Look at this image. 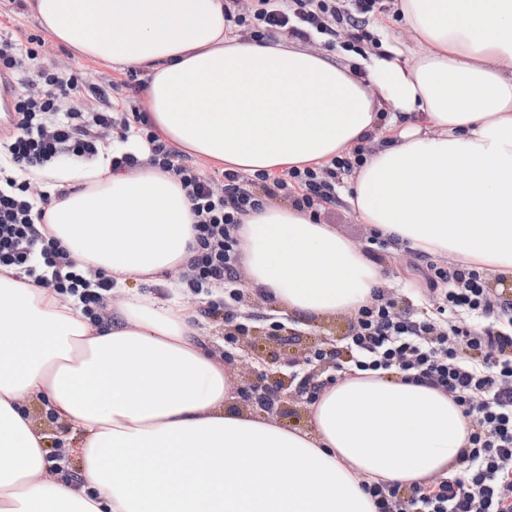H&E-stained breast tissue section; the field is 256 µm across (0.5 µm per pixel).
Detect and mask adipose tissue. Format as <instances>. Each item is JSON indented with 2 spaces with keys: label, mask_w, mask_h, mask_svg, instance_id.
I'll return each instance as SVG.
<instances>
[{
  "label": "adipose tissue",
  "mask_w": 512,
  "mask_h": 512,
  "mask_svg": "<svg viewBox=\"0 0 512 512\" xmlns=\"http://www.w3.org/2000/svg\"><path fill=\"white\" fill-rule=\"evenodd\" d=\"M53 41L139 71L147 118L190 156L245 174L323 166L368 146L342 198L391 247L512 280V0H397L407 41L349 62L259 43L224 0H25ZM53 191L46 231L121 300L90 323L0 273V512H375L362 481L450 470L469 423L440 391L375 372L325 387L308 430L232 409L234 373L177 298L133 290L185 265L179 182L145 167L16 168ZM246 286L290 314L356 311L382 281L360 246L294 205L240 232ZM78 428L76 480H45L23 401Z\"/></svg>",
  "instance_id": "adipose-tissue-1"
}]
</instances>
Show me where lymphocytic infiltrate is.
I'll list each match as a JSON object with an SVG mask.
<instances>
[{"instance_id":"obj_1","label":"lymphocytic infiltrate","mask_w":512,"mask_h":512,"mask_svg":"<svg viewBox=\"0 0 512 512\" xmlns=\"http://www.w3.org/2000/svg\"><path fill=\"white\" fill-rule=\"evenodd\" d=\"M377 4L224 0V18L256 41L280 32L331 48L341 31L351 40H363ZM37 58L35 48L0 37V81L15 87L11 131L0 138V268L75 298L89 321L102 320L112 278L77 271L57 241L41 231L51 194L30 196L27 184L9 177L7 170L94 158L105 140L113 137L123 146L134 137L145 146L146 158L121 148L112 154V171L148 166L179 181L191 204L195 232L181 287L208 294L198 317L223 314L224 339L237 342L252 319L240 287L238 231L244 217L276 197L292 198L295 206L318 213L335 201L337 178L363 163L364 150H357L354 159L317 168L253 175L227 169L206 176L138 108L124 109L104 95L98 107L85 108L79 77L62 75ZM425 284L421 298L434 300L426 310L400 306L392 291L374 288L371 302L355 311L344 344L289 361V374L309 402L324 386L318 370L380 371L440 390L468 418V442L449 476L409 486L363 483L376 512H512V300L489 288L485 271L471 264L428 265Z\"/></svg>"}]
</instances>
